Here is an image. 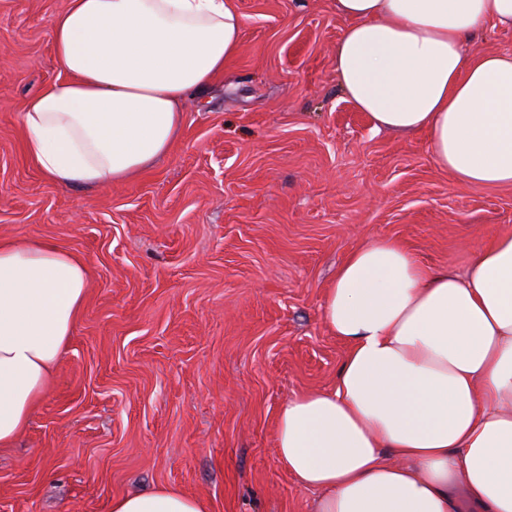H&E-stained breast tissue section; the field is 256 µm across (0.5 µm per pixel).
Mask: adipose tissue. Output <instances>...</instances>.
<instances>
[{
    "mask_svg": "<svg viewBox=\"0 0 512 512\" xmlns=\"http://www.w3.org/2000/svg\"><path fill=\"white\" fill-rule=\"evenodd\" d=\"M350 24L334 67L376 130L423 131L436 165L474 188L512 186V53L474 54L512 0H335ZM235 0H68L52 20L66 77L22 112L24 148L57 186L130 181L173 150L187 97L238 54ZM81 259L0 239V446L29 424L87 297ZM322 321L346 352L335 384L279 411L278 460L312 512H512V232L464 272L393 239L351 251ZM111 512H208L172 486Z\"/></svg>",
    "mask_w": 512,
    "mask_h": 512,
    "instance_id": "1",
    "label": "adipose tissue"
}]
</instances>
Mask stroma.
Segmentation results:
<instances>
[{"instance_id": "obj_1", "label": "stroma", "mask_w": 512, "mask_h": 512, "mask_svg": "<svg viewBox=\"0 0 512 512\" xmlns=\"http://www.w3.org/2000/svg\"><path fill=\"white\" fill-rule=\"evenodd\" d=\"M67 0H0V238L82 259L84 310L28 426L0 447V512H110L174 486L208 512H312L276 456L282 404L345 354L325 290L346 254L402 242L464 270L512 231V188L458 183L426 134L376 130L333 66L334 0H236L242 47L140 178L63 189L29 159L25 100L63 78Z\"/></svg>"}]
</instances>
